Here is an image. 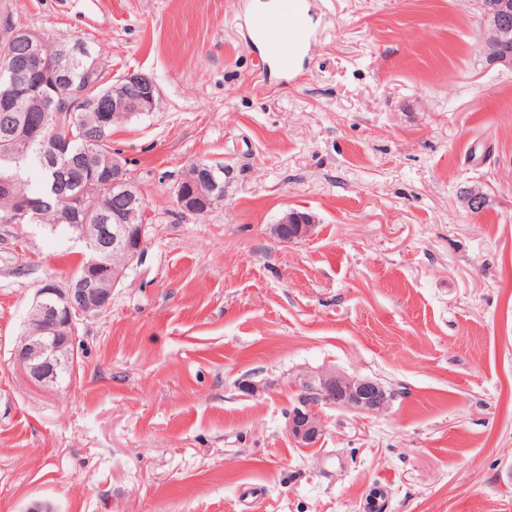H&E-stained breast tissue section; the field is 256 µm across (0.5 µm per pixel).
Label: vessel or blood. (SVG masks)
Returning a JSON list of instances; mask_svg holds the SVG:
<instances>
[{"label": "vessel or blood", "mask_w": 512, "mask_h": 512, "mask_svg": "<svg viewBox=\"0 0 512 512\" xmlns=\"http://www.w3.org/2000/svg\"><path fill=\"white\" fill-rule=\"evenodd\" d=\"M307 0H274L272 7L249 13L252 36L266 49L282 72L297 66L311 39Z\"/></svg>", "instance_id": "vessel-or-blood-1"}]
</instances>
